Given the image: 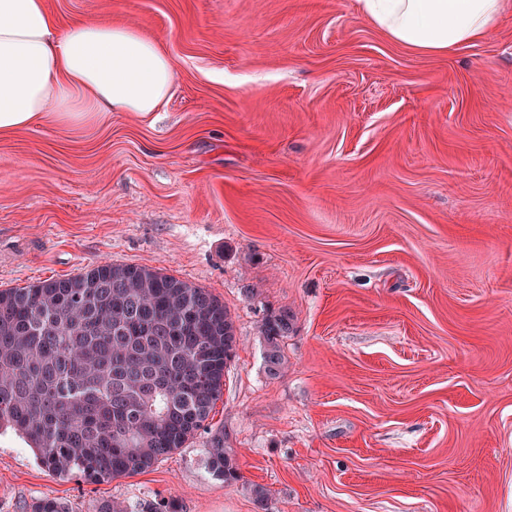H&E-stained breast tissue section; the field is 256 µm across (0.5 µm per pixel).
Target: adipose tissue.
Instances as JSON below:
<instances>
[{"label": "adipose tissue", "mask_w": 512, "mask_h": 512, "mask_svg": "<svg viewBox=\"0 0 512 512\" xmlns=\"http://www.w3.org/2000/svg\"><path fill=\"white\" fill-rule=\"evenodd\" d=\"M512 0H358L400 49L451 56L485 40ZM174 69L133 27L76 21L57 30L45 0H0V136L45 116L61 124L111 112L149 115L171 97Z\"/></svg>", "instance_id": "ef3b65f1"}]
</instances>
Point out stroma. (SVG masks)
Here are the masks:
<instances>
[{
  "instance_id": "35a3bbf8",
  "label": "stroma",
  "mask_w": 512,
  "mask_h": 512,
  "mask_svg": "<svg viewBox=\"0 0 512 512\" xmlns=\"http://www.w3.org/2000/svg\"><path fill=\"white\" fill-rule=\"evenodd\" d=\"M46 4L156 39L175 81L148 119L0 138V289L147 266L222 300L237 347L204 428L144 473L61 479L0 433V512H255V484L271 512H512V12L425 57L358 0ZM218 431L231 485L204 467ZM294 316L287 309L268 315L260 326L264 343V364L271 377H277L286 368L287 360L282 342L293 331Z\"/></svg>"
}]
</instances>
